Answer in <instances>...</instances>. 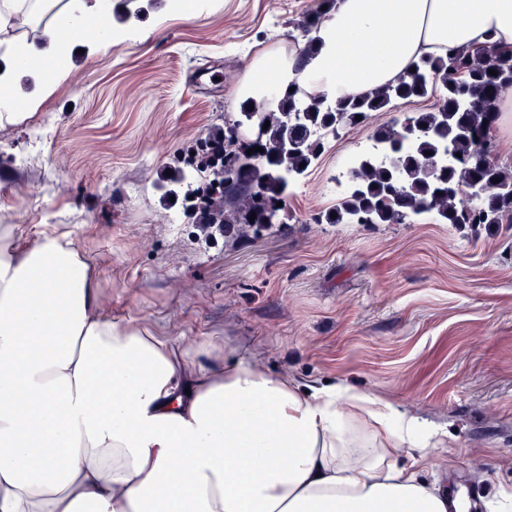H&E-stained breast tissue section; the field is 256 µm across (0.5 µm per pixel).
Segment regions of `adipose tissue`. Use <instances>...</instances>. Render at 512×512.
<instances>
[{
    "instance_id": "1",
    "label": "adipose tissue",
    "mask_w": 512,
    "mask_h": 512,
    "mask_svg": "<svg viewBox=\"0 0 512 512\" xmlns=\"http://www.w3.org/2000/svg\"><path fill=\"white\" fill-rule=\"evenodd\" d=\"M489 42L512 45V0H336L302 69L261 54L236 94L262 112L273 82L334 100ZM437 437L388 401L299 387L214 337L110 317L66 236L24 246L0 225V512H449L398 463Z\"/></svg>"
}]
</instances>
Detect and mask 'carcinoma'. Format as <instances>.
<instances>
[{"instance_id": "obj_1", "label": "carcinoma", "mask_w": 512, "mask_h": 512, "mask_svg": "<svg viewBox=\"0 0 512 512\" xmlns=\"http://www.w3.org/2000/svg\"><path fill=\"white\" fill-rule=\"evenodd\" d=\"M319 0L303 21L304 33L317 28L324 9ZM380 89L331 101L304 92L296 83L280 92L269 112L241 107V118L224 126V153L204 150L191 172L166 177L185 185L188 208L200 224H222L245 235L275 223L293 186L325 151L329 139L366 124L400 100L436 99L432 109L411 112L377 128L372 135L385 150L360 156L350 190L316 217L327 224H406L432 215L443 224L512 222V165L496 157L492 131L497 103L512 87V48L486 43L425 55ZM495 74H488V70ZM362 120H356V116ZM270 126L256 141L243 128ZM416 134L407 138L405 126ZM258 146L263 152L247 153ZM336 217H331L330 213ZM255 219H250V216Z\"/></svg>"}]
</instances>
